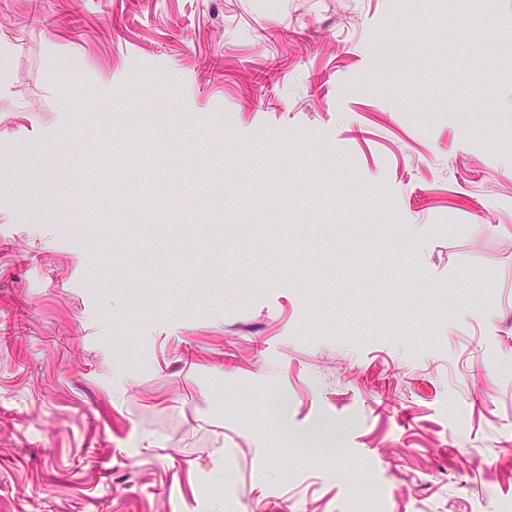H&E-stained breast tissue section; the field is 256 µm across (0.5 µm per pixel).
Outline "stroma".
<instances>
[{
	"instance_id": "35a3bbf8",
	"label": "stroma",
	"mask_w": 512,
	"mask_h": 512,
	"mask_svg": "<svg viewBox=\"0 0 512 512\" xmlns=\"http://www.w3.org/2000/svg\"><path fill=\"white\" fill-rule=\"evenodd\" d=\"M512 0H0V512H512Z\"/></svg>"
}]
</instances>
